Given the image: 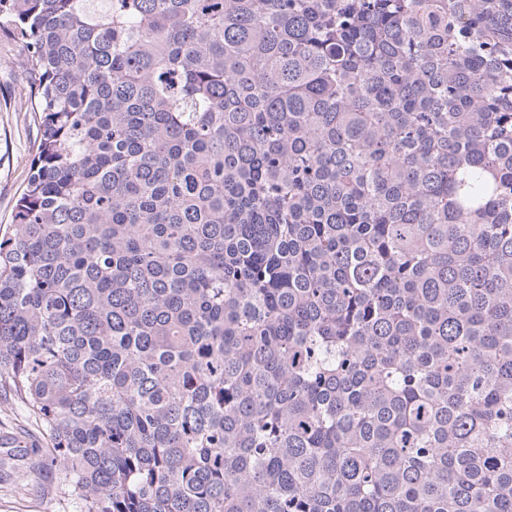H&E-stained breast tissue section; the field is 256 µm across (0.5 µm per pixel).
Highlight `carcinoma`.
I'll return each instance as SVG.
<instances>
[{
	"label": "carcinoma",
	"instance_id": "obj_1",
	"mask_svg": "<svg viewBox=\"0 0 512 512\" xmlns=\"http://www.w3.org/2000/svg\"><path fill=\"white\" fill-rule=\"evenodd\" d=\"M40 137L0 396L80 512H512V0H0ZM20 427L26 430L32 440L42 441L38 420L22 407L8 403L2 398L0 400V435L17 434Z\"/></svg>",
	"mask_w": 512,
	"mask_h": 512
}]
</instances>
